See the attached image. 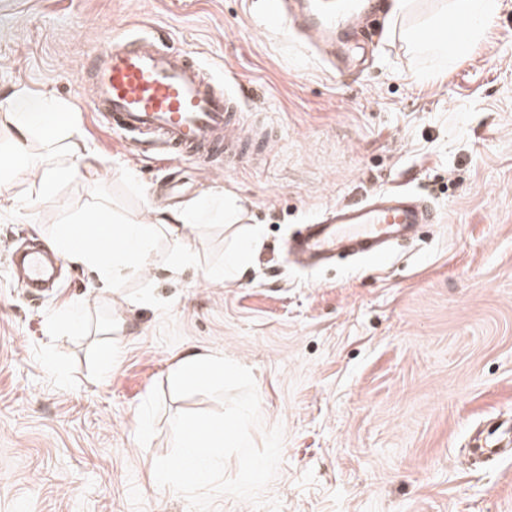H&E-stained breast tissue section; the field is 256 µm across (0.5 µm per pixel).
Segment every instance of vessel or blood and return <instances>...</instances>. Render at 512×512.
I'll return each instance as SVG.
<instances>
[{
	"label": "vessel or blood",
	"instance_id": "1",
	"mask_svg": "<svg viewBox=\"0 0 512 512\" xmlns=\"http://www.w3.org/2000/svg\"><path fill=\"white\" fill-rule=\"evenodd\" d=\"M371 0H264L262 26L289 37L328 68L350 61L353 29L370 16ZM91 90L96 119L139 151L191 159L206 166L242 157L235 115L248 105L243 91L219 82L200 60L171 47L163 34L144 31L102 38L80 75ZM405 190L386 189L359 204H339L304 225L289 246L294 261L319 266L339 254L384 259L392 245L434 223ZM18 283L31 293L56 280L58 254L30 249L16 258Z\"/></svg>",
	"mask_w": 512,
	"mask_h": 512
}]
</instances>
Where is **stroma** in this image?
Instances as JSON below:
<instances>
[{
    "label": "stroma",
    "mask_w": 512,
    "mask_h": 512,
    "mask_svg": "<svg viewBox=\"0 0 512 512\" xmlns=\"http://www.w3.org/2000/svg\"><path fill=\"white\" fill-rule=\"evenodd\" d=\"M445 3L378 19L358 34L367 67L334 72L268 33L262 0H0V100L25 89L64 105L97 159L94 183L65 177L0 214V512H189L152 473L175 413L220 407L170 392L194 351L252 370L254 443L283 428L262 494L281 512H512V457L472 447L512 419V0L458 55L417 50L404 29ZM150 25L251 91L241 123L269 134L264 165L143 158L90 115L79 75L98 40ZM393 186L436 221L384 265L288 262L299 225ZM208 189L262 229L238 275L207 278L238 242L217 224L177 278L160 238L154 275L108 297L71 262L44 295L16 282L11 245L47 243L94 196L133 213ZM73 305L88 331L51 333Z\"/></svg>",
    "instance_id": "stroma-1"
}]
</instances>
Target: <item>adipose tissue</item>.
I'll return each instance as SVG.
<instances>
[{"mask_svg": "<svg viewBox=\"0 0 512 512\" xmlns=\"http://www.w3.org/2000/svg\"><path fill=\"white\" fill-rule=\"evenodd\" d=\"M498 7V0H451L448 23L464 28L474 39ZM4 117L12 128V148L6 161L0 163V182L11 183L14 172L25 169L30 173V190L40 195L56 191L60 176L55 169L31 164L29 137L36 132L43 140H55L62 131L73 129L72 112L47 97L17 92L8 98ZM236 205V200L225 199L223 193L211 190L174 212L148 207L119 216L111 214L109 205L103 203L95 209L90 223L61 225L49 246L92 275L95 288L107 294L119 280L152 276L154 263L149 244L160 233L178 247L170 272L179 273L192 266L194 257L187 243L196 225L223 218L226 208ZM191 376L210 383L222 382L223 358L197 352L185 355L177 362L171 378L179 382Z\"/></svg>", "mask_w": 512, "mask_h": 512, "instance_id": "obj_1", "label": "adipose tissue"}]
</instances>
